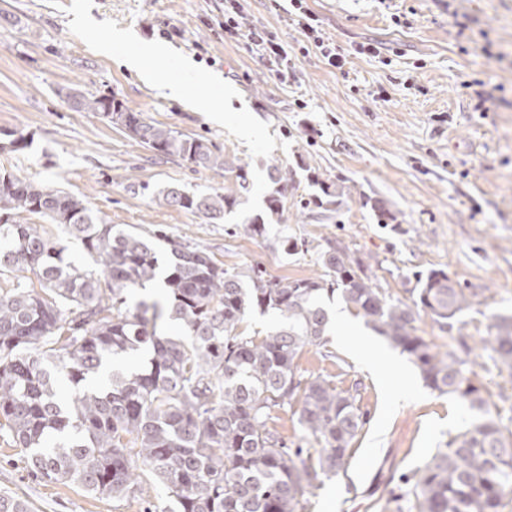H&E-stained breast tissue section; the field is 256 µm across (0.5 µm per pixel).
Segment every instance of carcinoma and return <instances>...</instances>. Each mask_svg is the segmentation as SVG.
I'll list each match as a JSON object with an SVG mask.
<instances>
[{"mask_svg": "<svg viewBox=\"0 0 512 512\" xmlns=\"http://www.w3.org/2000/svg\"><path fill=\"white\" fill-rule=\"evenodd\" d=\"M78 112L125 117L132 138L159 158H178L235 177L232 189L158 191V204L221 221L250 192L248 164L229 160L206 139L149 121L115 96L68 98ZM316 187L307 207L332 211L340 193L305 162ZM292 172L268 168L265 210L247 230L267 234L282 216ZM63 228L92 259L85 267L66 246L23 215ZM317 277L267 275L259 265L226 269L205 251L161 230L145 234L107 223L84 201L0 170V442L29 452L37 475L112 498L163 491L161 512H296L321 477L339 473L366 424L356 396L316 377L298 360L323 347L325 301L338 298L418 367L428 387L473 409L486 404L470 347L440 353L416 333L424 314L453 328L472 294L443 269L416 275L409 296L373 284L344 250L319 256ZM163 277V299L130 297ZM273 313L265 334L241 330L248 316ZM177 324L179 334L161 332ZM484 349L512 370V315H494ZM300 402L307 444L288 448L269 426L271 412ZM415 512H505L512 507V439L486 418L452 437L416 474ZM0 512H31L0 494Z\"/></svg>", "mask_w": 512, "mask_h": 512, "instance_id": "1", "label": "carcinoma"}]
</instances>
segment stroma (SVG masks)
I'll return each mask as SVG.
<instances>
[{"instance_id":"35a3bbf8","label":"stroma","mask_w":512,"mask_h":512,"mask_svg":"<svg viewBox=\"0 0 512 512\" xmlns=\"http://www.w3.org/2000/svg\"><path fill=\"white\" fill-rule=\"evenodd\" d=\"M241 4L243 27L264 30L287 50V81L244 37L220 28L224 0H0V131L33 140L0 151V169L76 195L109 223L165 230L227 268L257 263L273 277L307 278L319 273L322 251L343 248L400 297L415 273L445 270L473 293L474 306L444 331L420 316L418 332L443 352L462 338L481 345L492 315L512 313V0H306L343 55L340 68L303 35L290 0ZM79 12L91 24H75ZM115 29L131 41L108 56L95 52ZM143 41L171 50L150 83L123 64ZM368 43L379 55L360 53ZM183 58L215 74L205 91L223 122L195 111L190 98L160 95L158 84L179 78ZM69 87L123 99L149 120L210 140L248 164L250 193L220 224L155 205L154 192L167 185L220 191L232 177L156 158L100 115L70 109ZM300 159L335 183V212L305 208L311 188ZM274 163L293 179L281 222L255 237L245 223L264 207ZM377 202L395 224L378 223ZM283 234L304 239L305 250L283 255ZM356 334L379 352L389 383L408 394L388 403L383 386L335 339L302 355L303 376L358 387L367 416L345 467L307 494L302 512H396L386 504L390 492L484 414L512 435V370L484 360L476 382L490 396L481 412L428 388L414 363L365 324ZM4 492L32 512H143L133 499L43 482L24 449L0 444Z\"/></svg>"}]
</instances>
